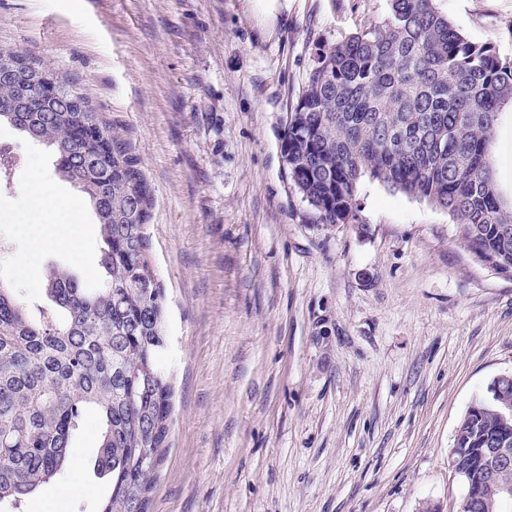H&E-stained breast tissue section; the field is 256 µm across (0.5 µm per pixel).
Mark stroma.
I'll use <instances>...</instances> for the list:
<instances>
[{
	"label": "stroma",
	"instance_id": "35a3bbf8",
	"mask_svg": "<svg viewBox=\"0 0 512 512\" xmlns=\"http://www.w3.org/2000/svg\"><path fill=\"white\" fill-rule=\"evenodd\" d=\"M512 60V0H435ZM388 0H0V51L70 73L133 139L156 205L166 295L169 446L150 512H462L451 448L467 411L512 374V278L477 263L446 211L363 179L361 225L323 226L290 180L287 117L316 53L382 22ZM0 281L44 304L42 269L98 287L50 231L79 194L7 124ZM41 182L54 210H35ZM28 216L30 225L19 223ZM33 261L38 276H20ZM87 414L71 466L24 512H97Z\"/></svg>",
	"mask_w": 512,
	"mask_h": 512
}]
</instances>
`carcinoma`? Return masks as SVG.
I'll return each instance as SVG.
<instances>
[{
  "label": "carcinoma",
  "mask_w": 512,
  "mask_h": 512,
  "mask_svg": "<svg viewBox=\"0 0 512 512\" xmlns=\"http://www.w3.org/2000/svg\"><path fill=\"white\" fill-rule=\"evenodd\" d=\"M30 78L0 80V123L50 148L58 175L81 192L99 224L103 279L86 288L68 269L47 270L50 303L30 312L0 281V512L62 474L81 418H101L94 461L110 494L99 512H147L168 448L172 386L165 293L147 232L154 197L133 140L41 59ZM76 92L46 90L42 77ZM512 61L463 36L433 0H389L387 17L319 49L288 115L284 162L316 224L361 223L367 177L448 212L480 262L512 277V202L491 155ZM466 413L452 448L466 475L465 512H501V469L491 443L512 448V381Z\"/></svg>",
  "instance_id": "1"
}]
</instances>
